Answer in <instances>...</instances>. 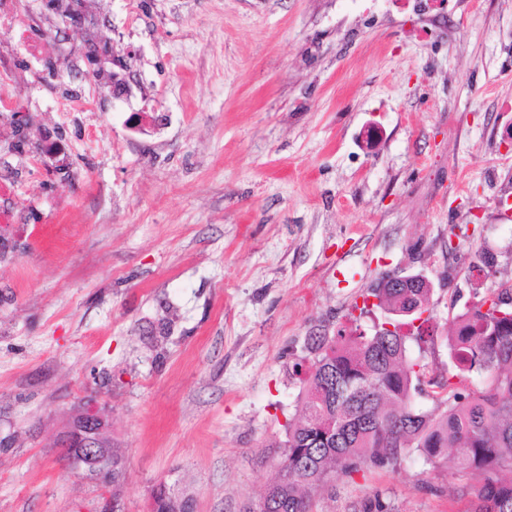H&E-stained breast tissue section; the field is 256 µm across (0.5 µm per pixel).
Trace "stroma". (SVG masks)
I'll list each match as a JSON object with an SVG mask.
<instances>
[{"label":"stroma","instance_id":"obj_1","mask_svg":"<svg viewBox=\"0 0 512 512\" xmlns=\"http://www.w3.org/2000/svg\"><path fill=\"white\" fill-rule=\"evenodd\" d=\"M44 0L15 60L28 125L0 116V512H146L165 483L195 512H245L296 409L307 338L362 316L403 270L434 284L447 369L453 319L512 284V0H85L61 28ZM57 28L55 72L32 49ZM131 73L88 112L65 59L87 36ZM63 151H44L46 135ZM496 266L474 278L479 251ZM125 458L119 489L58 446L87 406ZM466 478L415 452L337 475L312 512H458Z\"/></svg>","mask_w":512,"mask_h":512}]
</instances>
